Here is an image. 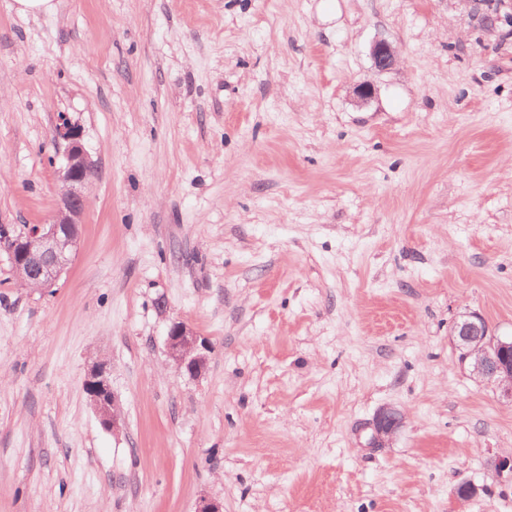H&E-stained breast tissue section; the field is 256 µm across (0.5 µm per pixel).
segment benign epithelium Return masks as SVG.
Segmentation results:
<instances>
[{"mask_svg":"<svg viewBox=\"0 0 512 512\" xmlns=\"http://www.w3.org/2000/svg\"><path fill=\"white\" fill-rule=\"evenodd\" d=\"M374 69L386 72L396 65L397 57L385 40L371 48ZM52 136L65 146V162L57 173L58 206L49 224H40L28 232L0 237V251L8 254L13 267L39 288L52 287L74 256L79 226L85 208L86 190L95 176V167L83 144L80 125L63 113L58 117ZM453 344L460 362L480 380L496 385L500 399L512 404V336L489 333L485 319L467 312L451 327ZM167 354L175 368L197 378L205 371L211 348L186 324H171ZM111 367L106 360H95L88 367L85 380L91 392L92 408L101 425L112 431L121 426V406L112 391ZM403 425V416L394 407H383L369 420L368 445L384 448Z\"/></svg>","mask_w":512,"mask_h":512,"instance_id":"7a95c632","label":"benign epithelium"}]
</instances>
